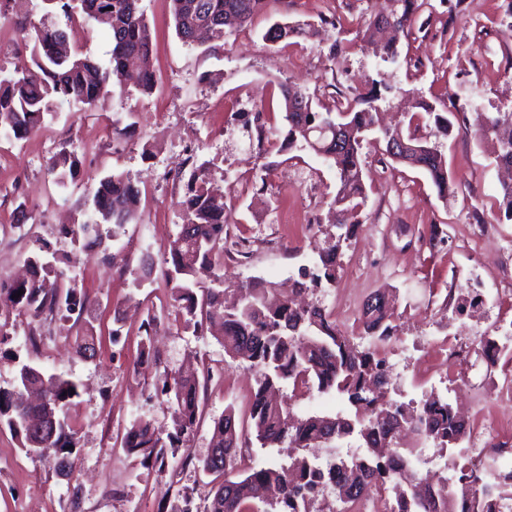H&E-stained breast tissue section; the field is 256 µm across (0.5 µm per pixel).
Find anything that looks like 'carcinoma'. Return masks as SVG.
Here are the masks:
<instances>
[{"instance_id":"carcinoma-1","label":"carcinoma","mask_w":512,"mask_h":512,"mask_svg":"<svg viewBox=\"0 0 512 512\" xmlns=\"http://www.w3.org/2000/svg\"><path fill=\"white\" fill-rule=\"evenodd\" d=\"M43 17L22 29L33 43L32 63L15 68L13 75L0 79V132L21 139L39 128L52 103L103 105L112 79H119L130 68L139 72L138 91L152 93L155 86L151 65L152 38L142 0H43ZM178 38L190 45L201 28L219 45L233 34L225 20L234 17L241 28L266 12L270 0H170ZM418 0H385L369 20L364 37L372 39L383 27L398 32L411 29ZM71 21L80 16L109 33L112 49L105 61L78 51L60 53L57 45L67 37L59 24L50 21L57 13ZM298 24L276 21L263 33L265 42L274 45L300 33ZM284 139L322 156L336 170L340 188L333 200L343 219L336 242L319 251L311 281L295 280L288 290L300 294L336 280L337 257L344 243L352 240L360 221L358 209L365 200L362 150L373 130L375 102L380 94L362 95L339 103L336 110L315 109L313 100L294 85L282 87ZM434 126L446 137L454 123L448 113L423 106V112L410 116L405 128L384 131L383 155L392 161L423 170L442 197L455 192V183L438 146L421 134ZM472 126L480 136L512 126V112H476ZM80 159L74 152H63L49 163L56 183L65 186L74 178ZM139 188L122 173L100 179L93 194V214L87 220L62 227L75 252L58 256L46 243L27 259L28 276L0 281V311H18L38 317L46 312L68 317H83L82 333L74 337L77 351L94 357L99 335L93 324L86 294L71 284L64 286L60 264L70 266L78 252L102 247L129 223L139 203ZM187 234L172 242L171 269L167 279L173 283L171 299L176 317L195 335L216 332L225 353L257 370V388L252 394L249 419L262 448H278L284 441L298 450L287 465L262 469L244 468L249 448L241 443L243 422L233 409L214 420L211 454L198 461L201 468L224 476V482L211 489L203 512H311L319 490L336 484L343 493L339 512L368 494L382 469L367 466L377 461V441L381 432L406 428L417 420L427 430L436 448H452L466 433V423L450 403L432 393L415 412L385 400L387 373L376 359L374 340L388 338L386 321L394 314V300L387 292H377L363 306L366 335L355 337L336 327L331 312L319 304L296 308L288 298L272 302L266 282L249 278L234 288L224 287V226L232 223L224 195L214 192L206 166L191 171L184 195L178 202ZM112 225V231L103 226ZM19 297H14L18 291ZM155 364L150 337L140 343L137 367L148 371ZM161 394L172 409L173 431L159 437L149 420H132L123 440L129 453L140 452L144 459L165 467L171 457L186 464L193 461L190 442L202 414L201 383L197 373L161 377ZM304 394L336 393L354 413L334 416L300 414L273 398L284 384ZM78 384L60 374L47 375L29 363H19L14 384L0 388V427L6 426L27 454L53 451L62 456L67 468L75 432L68 424L65 409L75 398L71 390ZM27 390H40L44 398L30 401ZM357 433L367 454L338 457L324 472H317L304 451L325 447L332 441ZM383 490L388 492L387 512H455L456 504L476 494L484 497L482 512H497V503L488 488L477 487V480L462 475L444 481L438 489L422 487L411 467L388 475Z\"/></svg>"}]
</instances>
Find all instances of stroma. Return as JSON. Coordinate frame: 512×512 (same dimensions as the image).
Segmentation results:
<instances>
[{
	"label": "stroma",
	"mask_w": 512,
	"mask_h": 512,
	"mask_svg": "<svg viewBox=\"0 0 512 512\" xmlns=\"http://www.w3.org/2000/svg\"><path fill=\"white\" fill-rule=\"evenodd\" d=\"M382 0H271L268 10L243 27L224 47L207 50L177 38L169 0H143L152 35V67L157 86L152 95L122 91L112 85L103 106H57L42 125L16 140L0 136V279L18 275L37 241L67 254L73 245L60 230L85 219L91 191L109 172H120L141 191L136 220L109 240L108 251L80 254L69 277L95 304L96 328L103 338L96 358L80 357L73 339L75 319L15 313L0 344V387H9L15 366L32 361L48 374L80 384L68 410L75 431L69 456L70 476H61L52 454L22 452L9 430L0 431V512H75L70 500L79 491L76 512H195L213 485L212 474L197 466L169 461L158 467L142 454L127 453L121 440L133 417L141 415L156 430L172 427L165 396L153 373H138L134 362L149 311L163 312L153 326V350L159 370L174 372L202 366L206 380L203 413L191 442L195 458L210 447L213 421L226 408L247 417L256 386L254 369L232 362L210 335L182 328L170 306V286L162 276L171 242L179 230L177 202L184 184L175 173L186 159L209 162L212 183L224 194L234 221L224 239V281L233 285L250 276L281 284L300 279L328 246L336 229L327 221L328 204L339 180L322 157L301 149L263 143L244 145L248 119L241 104L257 107L265 128L282 125L278 108L281 85L306 88L320 105L385 89L378 123L397 124L413 101L424 100L441 112H512V0H426L417 27L400 38L398 63L381 61L377 45L362 32ZM42 0H0V76L29 60L31 46L19 30L39 21ZM276 21L308 24L307 33L277 45L263 41ZM134 126L128 143L116 145L112 117ZM436 144L457 185L439 197L420 170L384 162L375 145L363 150L366 202L359 210L355 238L344 244L335 283L320 298L340 330H350L348 307H362L374 292L397 298L403 329H413L431 303H443L475 253L489 265L488 288L512 282V220L496 203L501 171L494 145L473 128L456 124ZM76 150L81 165L68 188H59L47 172L49 159L62 149ZM269 164L265 186L254 182L256 170ZM323 220L302 244L287 245L298 234L305 211ZM439 225L448 236L444 247H430L424 234ZM154 267L151 280L135 286L133 273L142 261ZM121 317L119 341L106 338L114 317ZM37 336L39 349L28 338ZM414 354L391 358V392L406 390L418 399L431 389L449 402L467 405L487 398L489 387L476 366L466 384L456 383V366L441 375L414 377Z\"/></svg>",
	"instance_id": "1"
}]
</instances>
